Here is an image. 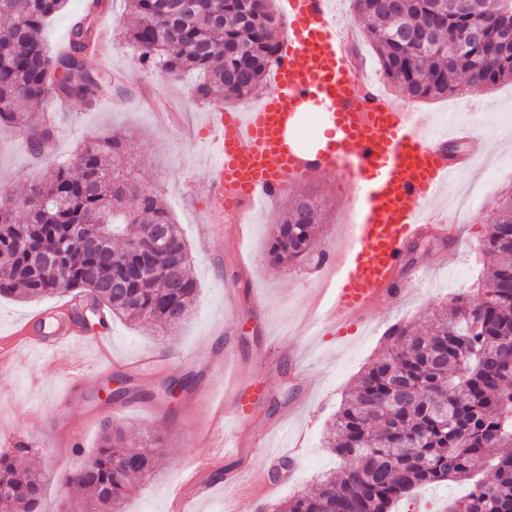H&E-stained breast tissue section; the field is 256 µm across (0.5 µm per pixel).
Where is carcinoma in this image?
Wrapping results in <instances>:
<instances>
[{"label":"carcinoma","instance_id":"cac0c4a2","mask_svg":"<svg viewBox=\"0 0 512 512\" xmlns=\"http://www.w3.org/2000/svg\"><path fill=\"white\" fill-rule=\"evenodd\" d=\"M136 17L125 39L150 69L196 71L198 98L242 100L264 84L278 61L281 17L275 0H190L174 13L171 0H126ZM365 40L383 75L412 99L512 82V53L501 42L512 22V0H352ZM65 0H0L11 25L0 34V126L27 132L28 148L48 158L53 134L30 125L25 108L53 98L94 99L112 81L85 64L87 41L107 0H90L72 25L68 47L40 39L46 20ZM479 27L481 35L468 32ZM126 143L117 137L83 141L75 161L49 167L20 195L0 205V296L41 298L74 291L94 304L98 324L112 316L144 327L174 329L194 300V281L181 269L178 284L149 275L112 294L124 266L143 256L164 270L189 258L178 224L159 195L120 173ZM325 203L296 196L271 225L269 262L314 261L317 224ZM82 225L100 234L115 263L100 261ZM164 226L166 241L156 240ZM123 246L113 247L115 238ZM64 245L65 274L39 263ZM486 288L478 303L455 295L448 313L390 326L387 353L362 373L335 415L327 447L342 460L318 486L274 505L273 512H394L415 489L459 482L470 491L448 512H512V192L502 196L487 227ZM163 439L146 436L130 446L122 425L101 436L89 465L65 472L62 484L88 501L90 512H124L131 480L149 474ZM24 444L0 451V512H40L44 471L28 465Z\"/></svg>","mask_w":512,"mask_h":512}]
</instances>
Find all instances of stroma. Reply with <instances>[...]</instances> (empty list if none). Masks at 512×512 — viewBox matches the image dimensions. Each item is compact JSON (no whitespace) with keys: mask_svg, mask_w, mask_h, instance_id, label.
I'll list each match as a JSON object with an SVG mask.
<instances>
[{"mask_svg":"<svg viewBox=\"0 0 512 512\" xmlns=\"http://www.w3.org/2000/svg\"><path fill=\"white\" fill-rule=\"evenodd\" d=\"M112 30L108 67L117 80L118 96L129 104L120 110L91 108L89 102L72 100L68 111L54 115L58 162L71 159L78 143L92 135L117 136L128 144V167L144 188L158 193L177 224L190 253L188 274L196 282V300L187 319L176 329L145 330L125 318H111L108 349L115 359L111 375L127 378L136 390H154L166 379L191 374L192 390L178 399L143 401L131 396L107 402L93 388L66 393L56 376V361L37 351L22 354L12 366L0 370V438L11 436L33 445L30 461L44 466L47 475L41 512H81L72 490L57 480L60 473L79 468L99 445L102 425L112 420L133 436L157 432L164 437L163 464L152 475L136 479L125 503L126 512H174V494L185 469L208 453L205 436L211 428L207 403L196 390L224 387L223 372L207 371L206 360L232 351L247 389L258 396L243 425L225 418L227 429L242 428L245 438L237 455L223 460L224 472L248 466L252 489L269 479L270 460L294 442L302 448L296 467L284 485L273 494L280 502L294 492L311 488L324 472L340 466L322 445L334 416L363 370L387 349L381 332L337 339L335 335L307 336L298 326L313 284L310 262L272 266L268 260L270 229L282 216L292 196L313 191L326 201L322 239L340 236L349 211V192L340 175L320 174L291 183L287 197L267 209L252 213L248 225L234 217L224 219L223 231L209 235L205 208V162L207 138L179 126L160 124L153 112L139 105L141 87H152L169 100L191 123L203 120L207 102L194 96L196 73L161 74L146 68L138 51L121 35L131 24L125 0H110L101 16ZM457 98L476 113L492 117L495 134L512 132V83L473 91L462 89ZM43 166L16 141L9 131L0 132V201L18 194L30 180L42 177ZM512 190V142L483 156L454 179L459 195L480 193L481 198L466 212L457 242L427 235L420 239L409 265L419 274L400 304L379 309L375 318L384 325L418 321L444 311L453 292L480 295L487 259L482 241L493 214L495 201ZM70 292L40 300L0 296V340L33 313L61 306ZM288 338L303 350L302 362L279 358L274 340ZM149 358L146 368L125 369L123 360ZM111 375L102 376L108 384ZM307 390L305 408L294 419L284 414ZM84 422L83 446H73L67 433L71 420Z\"/></svg>","mask_w":512,"mask_h":512,"instance_id":"stroma-1","label":"stroma"}]
</instances>
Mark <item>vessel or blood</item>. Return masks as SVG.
Segmentation results:
<instances>
[{
	"mask_svg": "<svg viewBox=\"0 0 512 512\" xmlns=\"http://www.w3.org/2000/svg\"><path fill=\"white\" fill-rule=\"evenodd\" d=\"M288 42L279 55L273 88L259 106L233 112L215 106L205 114L212 138L206 163L207 221L220 224L225 214L279 200L289 180L347 170L356 221L343 225L340 240L322 248L303 328L318 336L369 326L373 312L400 302V283L412 278L406 254L426 227L446 229L448 216L435 202L449 180L472 165L482 152L472 125L452 123L425 131L427 118L375 88L363 85L354 69L350 32L337 31L333 0H286ZM318 113L326 131L317 146L304 148L298 137L303 113ZM58 310L35 315L54 323L49 339L26 344L45 358L83 346L80 328L57 325ZM224 395L236 420L250 412L253 397L239 378L233 354H225ZM215 427L208 438L212 455L188 468L178 501H210L217 488L239 490L244 475L217 483L205 475L232 455L236 438L224 431V405L211 407Z\"/></svg>",
	"mask_w": 512,
	"mask_h": 512,
	"instance_id": "b4317fda",
	"label": "vessel or blood"
}]
</instances>
